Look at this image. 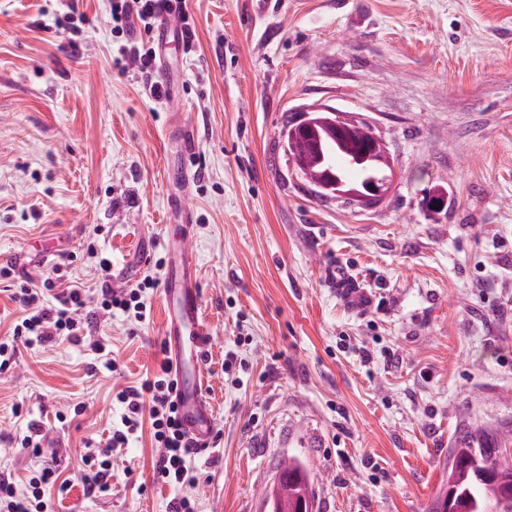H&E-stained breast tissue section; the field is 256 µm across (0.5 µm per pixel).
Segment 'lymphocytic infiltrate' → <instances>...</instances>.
<instances>
[{
  "instance_id": "lymphocytic-infiltrate-1",
  "label": "lymphocytic infiltrate",
  "mask_w": 512,
  "mask_h": 512,
  "mask_svg": "<svg viewBox=\"0 0 512 512\" xmlns=\"http://www.w3.org/2000/svg\"><path fill=\"white\" fill-rule=\"evenodd\" d=\"M176 17L183 29L186 45L195 41L194 21L186 10L185 0H109L112 35L118 43L119 63L133 62L146 90L153 99H162L165 89L158 74V62L151 35L163 16ZM153 277H144L135 287L113 289L103 281L96 296L87 295L77 285H62L59 277L44 278L41 283H25L13 291V300L22 314L13 326L10 338L0 339V370L15 362L20 346L39 343L46 345L62 338L82 341L90 330L81 316L86 306L109 316L121 313L136 322H145L147 304L144 293L155 287ZM58 292L57 305L49 306L44 297ZM114 398L122 407L118 423L105 447L87 449L83 457L80 480L88 494L108 491L112 479V453L129 447L139 431L149 429L151 442L157 450L152 463L153 477L174 493L168 504L169 512H194L191 501L181 496V489L194 483L192 465L194 452L186 439L177 414L173 396V381L168 362H160L153 375L138 385L118 390ZM38 424H31L28 435L21 441L41 463L34 470L26 488H18L11 472L0 471V512H46L45 493L58 489L67 493L69 480L61 479L55 459L42 455L35 439Z\"/></svg>"
}]
</instances>
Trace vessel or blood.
I'll use <instances>...</instances> for the list:
<instances>
[{
  "label": "vessel or blood",
  "mask_w": 512,
  "mask_h": 512,
  "mask_svg": "<svg viewBox=\"0 0 512 512\" xmlns=\"http://www.w3.org/2000/svg\"><path fill=\"white\" fill-rule=\"evenodd\" d=\"M180 233L165 236L164 268L165 336L164 345L175 380V402L183 430L190 444L199 451L209 449L215 432L213 408L206 396L202 361L212 336L202 317L196 255L190 245L193 215L181 209ZM150 261L149 250L138 252L137 260H126L112 268L113 288H126L136 281ZM338 293L355 309L367 307L372 298L366 289L354 288L346 278H338Z\"/></svg>",
  "instance_id": "b4317fda"
}]
</instances>
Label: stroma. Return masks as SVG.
Instances as JSON below:
<instances>
[{"label":"stroma","instance_id":"obj_1","mask_svg":"<svg viewBox=\"0 0 512 512\" xmlns=\"http://www.w3.org/2000/svg\"><path fill=\"white\" fill-rule=\"evenodd\" d=\"M72 3L89 19L75 49L51 26L63 0H0V338L13 287L51 272L44 251L100 287L86 243L132 258L179 200L213 337L195 512H265L290 458L315 512H428L457 430L512 428V0H188L195 48L169 52L160 101L113 63L107 0ZM314 105L386 141L382 204L319 198L296 172L285 121ZM178 122L197 130L187 186L167 168ZM340 271L371 308L341 300ZM145 296L144 323L95 320L104 353L24 346L0 372V468L17 482L38 465L30 423L73 475L110 434L114 392L162 360L163 290ZM154 454L142 435L114 453L110 491L49 492L52 512H166Z\"/></svg>","mask_w":512,"mask_h":512}]
</instances>
